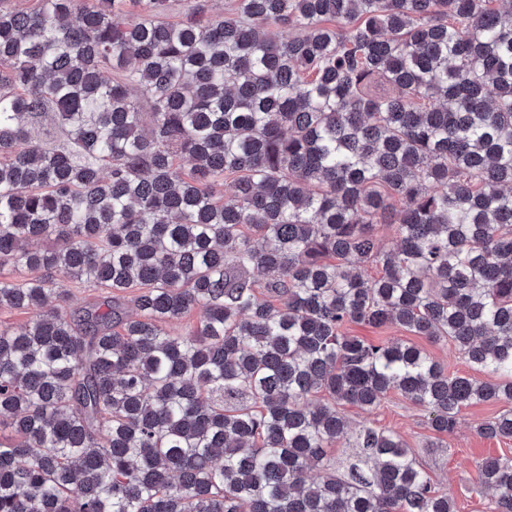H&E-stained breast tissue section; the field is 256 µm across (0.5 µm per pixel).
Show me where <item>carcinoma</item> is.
I'll list each match as a JSON object with an SVG mask.
<instances>
[{"label": "carcinoma", "instance_id": "1", "mask_svg": "<svg viewBox=\"0 0 512 512\" xmlns=\"http://www.w3.org/2000/svg\"><path fill=\"white\" fill-rule=\"evenodd\" d=\"M122 2L0 10V267L44 272L0 280L33 313L0 329V512H455L341 407L396 392L451 434L502 403L477 432L512 438V0ZM49 111L67 142L32 141ZM60 269L111 295L70 310ZM349 440L370 468L336 471ZM476 473L512 512V458ZM234 0H173L168 20L170 22L185 21L191 14L196 3H206V14L203 20L218 19L229 16ZM345 332L350 336L363 337L369 341H388L405 342L414 344L425 352L442 367L447 369L448 373H457L458 375H478L474 372L468 363L461 358V355L448 343H433L421 336H413L411 333L392 325L373 328L370 326L349 323L345 327Z\"/></svg>", "mask_w": 512, "mask_h": 512}]
</instances>
